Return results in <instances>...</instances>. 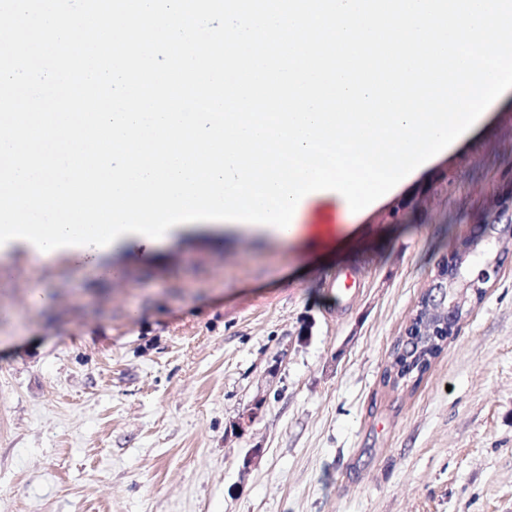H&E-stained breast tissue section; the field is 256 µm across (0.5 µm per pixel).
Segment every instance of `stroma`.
Segmentation results:
<instances>
[{"mask_svg":"<svg viewBox=\"0 0 512 512\" xmlns=\"http://www.w3.org/2000/svg\"><path fill=\"white\" fill-rule=\"evenodd\" d=\"M509 185L511 97L357 221L347 306L342 260L229 231L113 250L117 283L1 255L0 512H512V255L416 388L382 382L445 225Z\"/></svg>","mask_w":512,"mask_h":512,"instance_id":"obj_1","label":"stroma"}]
</instances>
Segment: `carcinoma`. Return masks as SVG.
<instances>
[{"mask_svg": "<svg viewBox=\"0 0 512 512\" xmlns=\"http://www.w3.org/2000/svg\"><path fill=\"white\" fill-rule=\"evenodd\" d=\"M445 279L435 276L431 285L420 294L419 302L435 311L433 316L421 315L410 319L405 335L399 337L391 352L390 362L383 373V383L417 386L443 350L448 329L440 328V319L448 318V293Z\"/></svg>", "mask_w": 512, "mask_h": 512, "instance_id": "carcinoma-1", "label": "carcinoma"}]
</instances>
